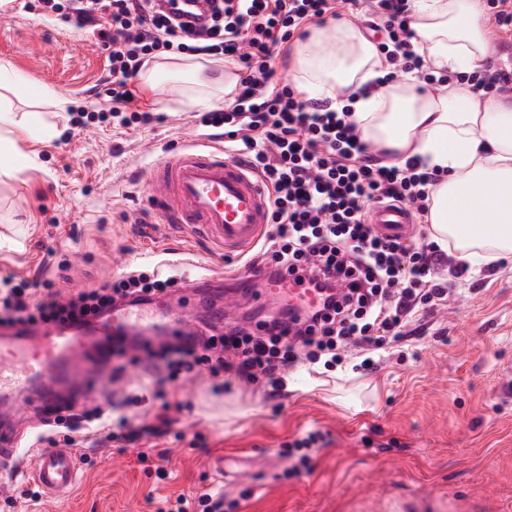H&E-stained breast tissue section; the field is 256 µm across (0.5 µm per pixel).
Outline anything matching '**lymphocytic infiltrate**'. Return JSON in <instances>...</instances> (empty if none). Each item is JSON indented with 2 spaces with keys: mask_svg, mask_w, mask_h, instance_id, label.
I'll use <instances>...</instances> for the list:
<instances>
[{
  "mask_svg": "<svg viewBox=\"0 0 512 512\" xmlns=\"http://www.w3.org/2000/svg\"><path fill=\"white\" fill-rule=\"evenodd\" d=\"M45 21L91 28L108 53L111 68L102 80L107 107L100 119L120 126L147 125L153 112L140 103L137 78L145 63L170 53L223 57L240 77L234 100L202 117L203 126L222 131L226 149L241 153L271 192V227L247 257L249 266L271 275L288 273L296 286L326 293L321 311L308 316L283 313L256 331L233 327L204 342H181L158 360L172 377L227 373L271 392L286 387L285 372L297 362H341L350 348L366 351L362 370L378 366L376 354L403 336L410 318L448 296L442 268L455 278L471 266L456 261L438 244L384 235L368 224L370 205L399 202L427 218L432 192L444 173L412 156L385 164L372 141L363 138L351 107L332 108L278 80L282 48L311 24L341 11L370 16L385 37L377 44L388 71L385 81L413 75L432 90L466 81L483 94L512 91V67L491 64L458 78L433 75L414 46L409 0H221L201 26L172 20L159 0H39ZM175 277L155 268L131 269L99 287L66 298L41 293L39 280H0V326L37 320H68L102 313L117 301L167 294ZM57 423L67 425L63 442L78 446L84 434L106 430L119 444L161 434L165 413L155 423L113 431L112 415L76 412L62 405Z\"/></svg>",
  "mask_w": 512,
  "mask_h": 512,
  "instance_id": "f902f5d3",
  "label": "lymphocytic infiltrate"
}]
</instances>
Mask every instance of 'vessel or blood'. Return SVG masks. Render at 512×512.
Returning a JSON list of instances; mask_svg holds the SVG:
<instances>
[{"label":"vessel or blood","mask_w":512,"mask_h":512,"mask_svg":"<svg viewBox=\"0 0 512 512\" xmlns=\"http://www.w3.org/2000/svg\"><path fill=\"white\" fill-rule=\"evenodd\" d=\"M148 191L163 223L180 224L215 253L246 254L268 222V192L245 159L228 154L221 141L200 139L173 148L150 171ZM370 223L390 235H403L411 217L399 204L373 207ZM238 279L251 280L261 295L306 311L317 307L318 292L290 287L246 268ZM165 330L182 339L194 337L183 314L170 311L163 298L146 304L112 307L86 322H40L0 328V402L25 393L28 409L43 414L61 402L64 391L81 382L78 359H105L112 343L136 351L144 334ZM81 451L64 446L18 447L10 422L0 423V466L29 474L44 496L69 494L80 468Z\"/></svg>","instance_id":"vessel-or-blood-1"}]
</instances>
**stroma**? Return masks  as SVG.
Here are the masks:
<instances>
[{
    "label": "stroma",
    "mask_w": 512,
    "mask_h": 512,
    "mask_svg": "<svg viewBox=\"0 0 512 512\" xmlns=\"http://www.w3.org/2000/svg\"><path fill=\"white\" fill-rule=\"evenodd\" d=\"M0 60L27 84L23 96L0 88V108L58 130L16 134L28 160L0 177V278L37 277L64 297L117 278L127 261H164L181 280L237 266L159 223L147 195L166 151L204 131L191 72L140 78L159 121H98L106 52L92 31L45 22L37 0H14L0 19ZM80 107L90 117L72 125ZM414 326L374 371H357L353 354L319 374L294 367L276 396L205 374L154 397L139 387L154 373L148 356L176 339L151 338L120 358V378L103 367L81 406L140 423L167 402L169 432L121 448L90 437L77 483L58 501L23 498L20 480L1 477L0 512H160L203 487L223 492L233 512H512V394L500 372L512 362V257L472 267ZM310 433L314 468L291 476L288 445Z\"/></svg>",
    "instance_id": "stroma-1"
}]
</instances>
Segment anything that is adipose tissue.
<instances>
[{
  "mask_svg": "<svg viewBox=\"0 0 512 512\" xmlns=\"http://www.w3.org/2000/svg\"><path fill=\"white\" fill-rule=\"evenodd\" d=\"M414 44L433 73H469L494 53L480 0H412ZM375 44L345 21L311 30L291 73L309 97L351 101L363 135L392 162L421 157L447 175L434 189V239L463 261L512 255V99L485 98L469 85L439 94L413 76L370 89L381 76Z\"/></svg>",
  "mask_w": 512,
  "mask_h": 512,
  "instance_id": "ef3b65f1",
  "label": "adipose tissue"
}]
</instances>
